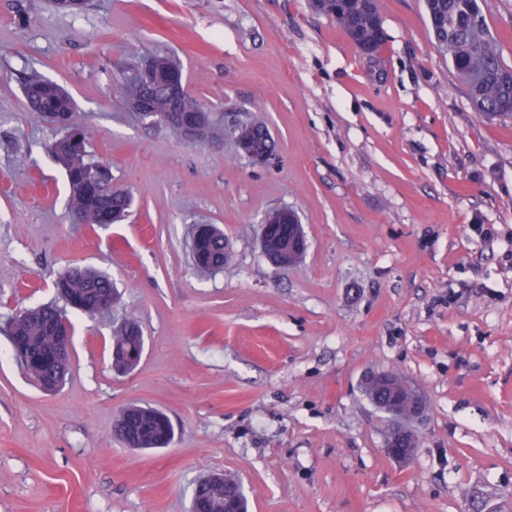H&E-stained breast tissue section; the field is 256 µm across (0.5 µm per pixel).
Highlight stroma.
Here are the masks:
<instances>
[{"mask_svg": "<svg viewBox=\"0 0 512 512\" xmlns=\"http://www.w3.org/2000/svg\"><path fill=\"white\" fill-rule=\"evenodd\" d=\"M480 5L512 66V0ZM379 12L367 55L312 0H0V512H190L212 473L242 482L249 512H512V119L474 112L425 0ZM153 55L225 122L262 111L276 157L138 119L120 88ZM27 73L72 95L133 198L125 220L75 223ZM273 207L309 241L286 270L259 244ZM195 224L223 230L222 271L193 266ZM72 264L118 297L109 317L72 315L71 371L47 393L5 329ZM129 316L145 351L119 374ZM377 371L425 402L404 463L363 390ZM131 405L167 414L173 442L126 447ZM145 348L144 336L139 322L134 319H126L112 336L111 358L113 370L120 374H128L125 371V365L131 359L132 354L139 357L143 355ZM115 349V363L112 353ZM138 361V362H139Z\"/></svg>", "mask_w": 512, "mask_h": 512, "instance_id": "35a3bbf8", "label": "stroma"}]
</instances>
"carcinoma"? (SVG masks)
Returning <instances> with one entry per match:
<instances>
[{"label": "carcinoma", "mask_w": 512, "mask_h": 512, "mask_svg": "<svg viewBox=\"0 0 512 512\" xmlns=\"http://www.w3.org/2000/svg\"><path fill=\"white\" fill-rule=\"evenodd\" d=\"M313 6L334 19L358 48L375 53L383 46L384 32L377 0L369 3L366 0H313ZM426 9L436 46L448 56V62L467 86L475 110L490 120L509 118L512 68L502 62L487 25H476L481 16L478 0H426ZM150 61L156 66L152 82L138 89L127 84L124 94L128 99L140 95L159 116L168 118L172 101L165 87L174 60L155 56ZM24 95L31 111L60 130L48 149L67 177L68 207L76 222L113 224L119 221L131 207L132 198L125 190L115 196L100 191L97 179H112V169L91 158L86 138L78 139L70 134V129L78 126L73 98L61 85L36 74L26 79ZM177 109L188 118H202L201 139L213 135L220 127L219 121L204 111L199 100L189 93L177 102ZM249 125L258 135L257 145L275 152V142L263 139L264 132L268 131L263 118L256 115ZM224 241L222 234L200 238L191 245L192 260L213 272L223 270L228 260ZM55 288L63 305L46 304L27 309L11 317L6 330L10 343L19 346L18 360L41 387L50 382L62 386L70 370L69 351L61 353L57 349L55 325L68 317L70 309L97 315L100 296L106 292L116 293L109 277L83 266H73L59 274ZM144 348L139 322L134 318L125 320L112 336L113 370L125 373L131 356L142 357ZM115 430L125 444L130 436H137L141 449L164 448L173 438V427L167 417L147 406L122 409L115 419ZM224 491V482L217 480L203 485L200 494L209 501L214 512H221Z\"/></svg>", "instance_id": "cac0c4a2"}]
</instances>
